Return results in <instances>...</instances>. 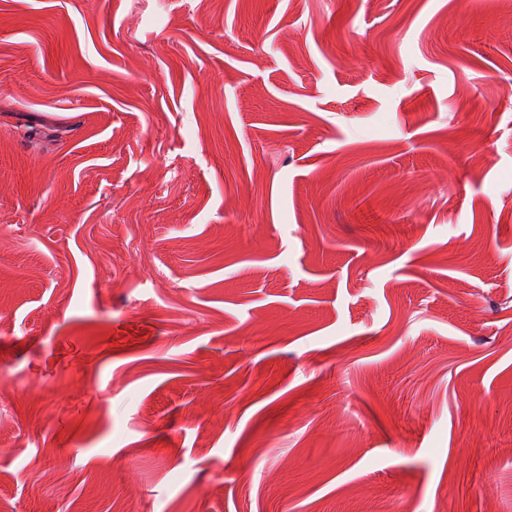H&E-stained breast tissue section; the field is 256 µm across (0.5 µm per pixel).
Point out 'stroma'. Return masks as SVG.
<instances>
[{"instance_id":"obj_1","label":"stroma","mask_w":512,"mask_h":512,"mask_svg":"<svg viewBox=\"0 0 512 512\" xmlns=\"http://www.w3.org/2000/svg\"><path fill=\"white\" fill-rule=\"evenodd\" d=\"M0 512H512V6L0 0Z\"/></svg>"}]
</instances>
